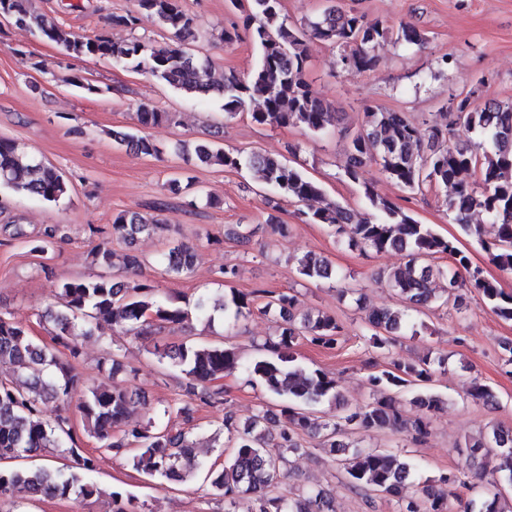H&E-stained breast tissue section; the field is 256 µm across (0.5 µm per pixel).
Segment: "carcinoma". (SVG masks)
Returning a JSON list of instances; mask_svg holds the SVG:
<instances>
[{
    "mask_svg": "<svg viewBox=\"0 0 512 512\" xmlns=\"http://www.w3.org/2000/svg\"><path fill=\"white\" fill-rule=\"evenodd\" d=\"M135 2V10L113 16L112 25L134 30L150 20L170 32L174 43L158 45L138 37L114 41L103 34L77 37L63 26L45 21L35 0H0V16L63 46L72 59L111 58L134 71L151 74L183 95L216 93L223 98L227 120L246 114L259 125L300 126L313 134L334 125L338 112L304 78L310 39L337 47L341 67L363 72L376 69L375 48L388 38L414 46L427 42L422 30L407 23L395 30L334 6L297 23L285 15L283 0H229L237 20L221 31L219 40L231 44L239 40L242 29L250 34L259 59L248 74L231 70L217 80L210 61L197 50V43L207 33L198 29L183 0ZM450 102L445 122L425 127L405 112L365 107L361 127L349 144L344 174L355 179L362 167L374 163L409 192L425 188L444 191L455 223L477 238L494 264L512 272V103H479L471 92L460 93ZM168 120L165 112L142 108L136 113V132L116 133L114 141L158 157L162 149L145 130ZM461 129L480 132L488 144L457 141ZM178 151L186 157L195 156L203 164L257 173L280 196L307 205L300 212L306 223L327 226L351 248L401 253L404 265L380 271L379 278L389 282L403 306L365 311L368 342L380 355H389L411 313H422L435 304L456 305L469 288L479 290L499 318L512 321V294L484 278L451 240L418 223L395 203L380 197L373 187H365L364 194L378 216L357 219L347 208L326 199L319 183L278 157L234 153L208 141L181 143ZM0 186L54 204L69 193V183L60 170L35 161L14 141L4 138H0ZM476 213L487 215L496 224L494 242L483 240L481 225L472 223ZM166 229L164 220L153 214L121 211L112 217L111 234L124 242L136 234L153 235ZM56 233L57 229L50 228L32 236L17 224L12 230L14 236L28 239L31 252L42 254ZM254 234L255 228L248 224L224 228V238L239 246L249 245ZM438 254L448 255L452 264L432 267L430 261ZM90 257L96 266H116V254L107 241L97 245ZM193 264L194 250L178 244L165 253L164 274L185 276ZM296 272L306 280H317L330 278L334 269L324 257L310 253L296 259ZM437 277L445 280L446 287H432ZM300 306L293 294L256 289L234 294L229 300L222 294L201 296L191 310L178 298L161 295L148 281L132 286L105 275L75 279L61 284L55 309L45 314L53 325V340L66 350L61 355L36 342L27 325L12 313L0 312V363L14 366L12 377L0 380V460L56 448L76 464V470L69 473L49 458L35 467H1L0 497L17 489L32 498L48 499H88L99 493L98 486L86 479L96 471L97 458L86 451L70 426V418L60 413L51 421L44 418L49 404L68 402L80 382L74 362L81 351L74 337L92 332V327L102 322L124 334L140 336L146 325H181L193 312L206 320L221 312L225 321L235 324L256 309L265 314L275 312L280 333L262 345L265 355L248 363L241 361L237 347L222 342L181 343L155 352L159 361L183 375L189 404L181 407L180 413L188 419L192 403L199 401L211 407L224 404V374L237 369L244 374V383L260 382L271 395L283 400L278 412L262 409L242 424L232 413H225V447L231 454L223 468H205L188 431L158 428L151 422L129 425L138 398L115 384L88 390L79 405L84 431L99 442L100 448L128 453L133 467L150 478L184 482L205 469L210 487L225 502L233 505L240 496L251 495L256 501L255 512H336L332 496L322 488L293 497L278 493L287 477L286 453L302 448L306 436L318 440V447L338 461L352 489L367 498L373 492L383 495L395 505L396 512H453L455 503L463 512H504L500 503L506 489L512 487V428L494 426L479 438L465 441L461 454L481 472H450L423 483L412 494L406 493L411 479L407 461L388 451L361 448L352 439L359 430L387 429L406 433L415 444L424 442L431 415L443 405L442 397L428 387L432 365L445 363L443 358L435 362L427 356L415 363L393 360L389 368L368 374L369 401L343 407L336 421L314 418L313 405L337 400V381L327 372L298 364L295 347L305 339L322 349H335L344 326L334 315L302 313ZM465 396L487 406L497 404L492 388L477 378ZM408 404L420 411L410 423L404 418ZM470 476L476 483L468 484ZM468 485L482 488L477 510L474 500L465 501L457 492ZM111 498L112 512H140L131 497L125 499L113 492Z\"/></svg>",
    "mask_w": 512,
    "mask_h": 512,
    "instance_id": "carcinoma-1",
    "label": "carcinoma"
}]
</instances>
